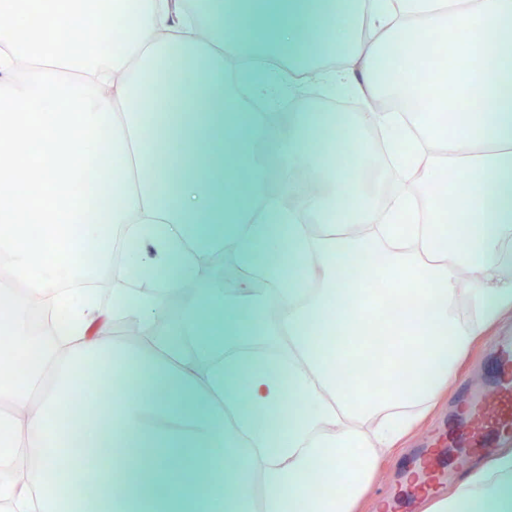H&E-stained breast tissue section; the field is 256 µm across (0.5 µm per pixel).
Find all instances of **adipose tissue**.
<instances>
[{
	"mask_svg": "<svg viewBox=\"0 0 512 512\" xmlns=\"http://www.w3.org/2000/svg\"><path fill=\"white\" fill-rule=\"evenodd\" d=\"M112 2L0 0L44 16L0 31V501L72 512L90 483L95 512H355L457 362L512 321V0H132L118 41ZM463 30L462 67L400 81L420 35ZM330 55L321 83L361 111L255 112L235 90L284 93ZM385 94L410 110L377 109ZM102 138L110 190L93 206L61 172ZM377 145L397 182L379 200L362 189ZM118 241L106 295L45 273L111 261ZM222 246L244 277L186 257ZM359 261L404 308L384 328L393 385L348 391L351 339L378 312ZM186 282L197 293L170 314ZM96 377L117 382L104 410L68 419ZM75 446L105 465L60 474ZM353 449L362 472L308 496L319 463ZM430 512H512V451Z\"/></svg>",
	"mask_w": 512,
	"mask_h": 512,
	"instance_id": "obj_1",
	"label": "adipose tissue"
}]
</instances>
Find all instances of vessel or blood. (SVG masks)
Returning <instances> with one entry per match:
<instances>
[{
    "label": "vessel or blood",
    "mask_w": 512,
    "mask_h": 512,
    "mask_svg": "<svg viewBox=\"0 0 512 512\" xmlns=\"http://www.w3.org/2000/svg\"><path fill=\"white\" fill-rule=\"evenodd\" d=\"M496 370L487 389L465 395L466 409L448 421V445L456 460L499 447L512 437V336H500L494 344ZM414 467L418 479L439 484L447 474L440 457L421 451Z\"/></svg>",
    "instance_id": "obj_1"
}]
</instances>
